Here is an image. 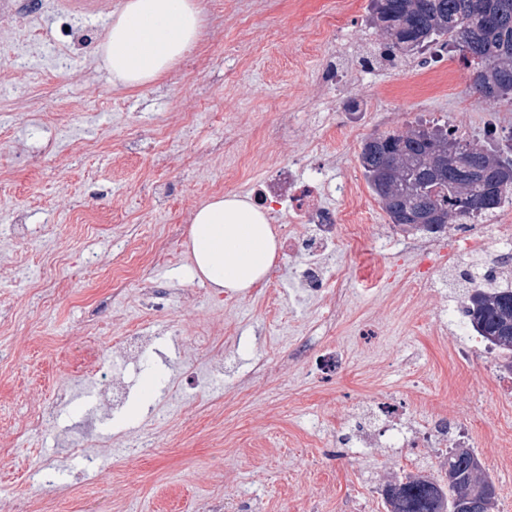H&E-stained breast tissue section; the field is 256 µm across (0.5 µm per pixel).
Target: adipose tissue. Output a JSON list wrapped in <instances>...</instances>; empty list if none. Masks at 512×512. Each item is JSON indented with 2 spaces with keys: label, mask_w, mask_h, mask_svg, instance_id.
<instances>
[{
  "label": "adipose tissue",
  "mask_w": 512,
  "mask_h": 512,
  "mask_svg": "<svg viewBox=\"0 0 512 512\" xmlns=\"http://www.w3.org/2000/svg\"><path fill=\"white\" fill-rule=\"evenodd\" d=\"M201 31L195 0H123L100 50L113 82L133 88L166 75ZM189 242L191 277L229 293L245 292L263 279L278 249L267 213L236 195L199 207Z\"/></svg>",
  "instance_id": "ef3b65f1"
}]
</instances>
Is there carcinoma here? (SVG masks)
<instances>
[{
    "instance_id": "cac0c4a2",
    "label": "carcinoma",
    "mask_w": 512,
    "mask_h": 512,
    "mask_svg": "<svg viewBox=\"0 0 512 512\" xmlns=\"http://www.w3.org/2000/svg\"><path fill=\"white\" fill-rule=\"evenodd\" d=\"M369 28L378 37L373 58L395 62L403 48L432 45L459 52L470 88L489 105H512V0H372ZM358 161L373 195L392 224L436 215L442 233L454 224L493 218L512 192V158L500 146L452 133L448 124H411L375 133ZM464 314L473 330L499 349V368L512 374V288L467 291ZM448 449L435 475L386 483V512H495V483L475 452Z\"/></svg>"
}]
</instances>
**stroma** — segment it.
<instances>
[{
    "mask_svg": "<svg viewBox=\"0 0 512 512\" xmlns=\"http://www.w3.org/2000/svg\"><path fill=\"white\" fill-rule=\"evenodd\" d=\"M41 54L0 16V504L60 512H385L381 489L437 473L415 446L426 423L475 421L472 448L512 512V375L468 351L452 309L466 290L447 238L431 284L367 188L362 141L416 122L512 131V108L477 104L467 69L432 51L361 66L370 0H202L195 47L158 81L114 86L100 52L110 14L43 0ZM84 32L59 53L68 28ZM343 80L322 87L328 58ZM358 100L361 111L345 108ZM297 160L355 187L372 227H337L328 258L340 301L297 288L278 252L264 280L231 294L191 278L194 211ZM170 192L155 198L157 185ZM26 221L16 238V215ZM141 254L120 287L107 272ZM150 331L138 358L121 338ZM344 351L336 375L316 367ZM112 384L101 412L96 378ZM62 403H55L58 392ZM400 402L393 424L381 404ZM56 408L25 426L31 409ZM84 445L81 454L72 453ZM53 468L33 478L32 461Z\"/></svg>",
    "mask_w": 512,
    "mask_h": 512,
    "instance_id": "stroma-1",
    "label": "stroma"
}]
</instances>
